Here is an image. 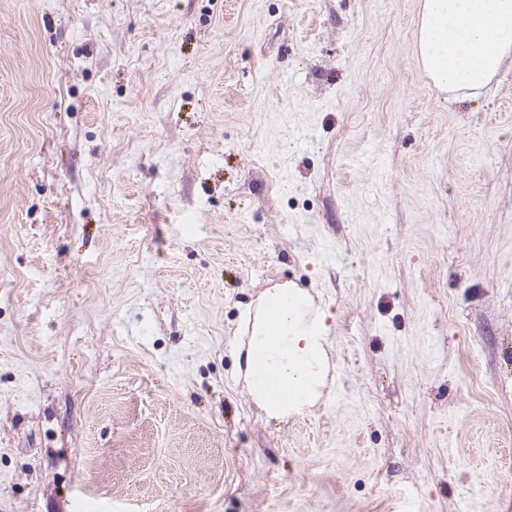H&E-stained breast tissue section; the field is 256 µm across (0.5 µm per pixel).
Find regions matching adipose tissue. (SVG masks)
Here are the masks:
<instances>
[{
  "mask_svg": "<svg viewBox=\"0 0 512 512\" xmlns=\"http://www.w3.org/2000/svg\"><path fill=\"white\" fill-rule=\"evenodd\" d=\"M420 63L443 91H479L512 56V0H422ZM239 375L267 418L303 413L322 396L330 371L326 315L302 288L274 284L244 316Z\"/></svg>",
  "mask_w": 512,
  "mask_h": 512,
  "instance_id": "1",
  "label": "adipose tissue"
}]
</instances>
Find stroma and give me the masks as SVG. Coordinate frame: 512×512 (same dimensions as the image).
I'll list each match as a JSON object with an SVG mask.
<instances>
[{"instance_id": "stroma-1", "label": "stroma", "mask_w": 512, "mask_h": 512, "mask_svg": "<svg viewBox=\"0 0 512 512\" xmlns=\"http://www.w3.org/2000/svg\"><path fill=\"white\" fill-rule=\"evenodd\" d=\"M420 0H0V512H512V56ZM334 386L237 380L269 284ZM416 48L436 88L479 91L512 55V0H422ZM244 319L247 335L236 355L252 402L268 419L308 410L328 386L325 313L303 288L277 283L262 291Z\"/></svg>"}]
</instances>
